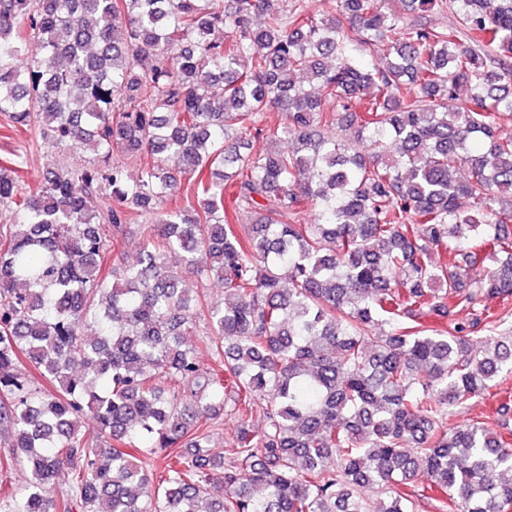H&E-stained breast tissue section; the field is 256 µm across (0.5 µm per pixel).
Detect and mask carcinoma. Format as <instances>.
<instances>
[{"mask_svg": "<svg viewBox=\"0 0 512 512\" xmlns=\"http://www.w3.org/2000/svg\"><path fill=\"white\" fill-rule=\"evenodd\" d=\"M329 2L0 0V512H512V0ZM24 159L19 168V187L22 191H29L36 187L40 173L46 164L59 160L50 148L44 146L34 138H20L6 128L0 127V161ZM506 385L504 387L508 388V394L503 393V390H500L499 387H493L490 389L489 393L483 398H476L470 402L468 409H455L448 415V420L446 425L448 428L460 425L462 423L467 422L473 417H481L482 419H486L488 421L493 422L495 416V409L498 404L505 398V396L511 395L512 400V374L507 377ZM490 417V418H487Z\"/></svg>", "mask_w": 512, "mask_h": 512, "instance_id": "1", "label": "carcinoma"}]
</instances>
